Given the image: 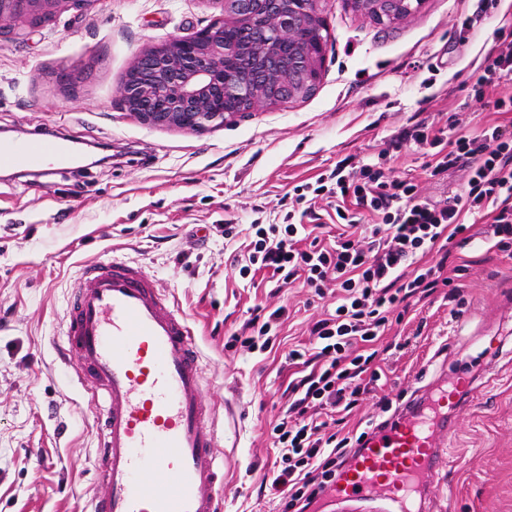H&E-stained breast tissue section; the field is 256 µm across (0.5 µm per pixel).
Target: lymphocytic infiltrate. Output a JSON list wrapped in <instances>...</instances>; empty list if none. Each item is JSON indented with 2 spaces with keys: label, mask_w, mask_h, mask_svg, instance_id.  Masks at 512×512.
<instances>
[{
  "label": "lymphocytic infiltrate",
  "mask_w": 512,
  "mask_h": 512,
  "mask_svg": "<svg viewBox=\"0 0 512 512\" xmlns=\"http://www.w3.org/2000/svg\"><path fill=\"white\" fill-rule=\"evenodd\" d=\"M506 84H512L511 18L472 73L475 98L494 112H512V94L497 92ZM407 142L432 148L433 174L465 171L462 193L434 201L411 181L390 178L389 151ZM323 194L342 201L336 216L343 231L329 244L304 222L311 214L307 198ZM470 216L486 220L490 250L512 258V121L472 133L458 131L452 120L442 127L416 122L392 136L376 161L344 159L315 183L295 186L283 223L254 225L240 275L265 270L282 288L299 280L318 299L336 290L334 310L310 328V346L286 356L301 374L289 383L285 414L271 430L278 450L271 488L284 512H309L373 428L368 420L347 433L338 430L361 398L379 389L387 359L408 347L404 341L382 344L392 321L404 320L414 297L441 291L448 301L460 298L453 276L461 268L449 258L455 239L471 232ZM284 314L253 308L229 346L256 349Z\"/></svg>",
  "instance_id": "1"
}]
</instances>
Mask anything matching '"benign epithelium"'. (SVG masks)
I'll list each match as a JSON object with an SVG mask.
<instances>
[{
    "instance_id": "benign-epithelium-1",
    "label": "benign epithelium",
    "mask_w": 512,
    "mask_h": 512,
    "mask_svg": "<svg viewBox=\"0 0 512 512\" xmlns=\"http://www.w3.org/2000/svg\"><path fill=\"white\" fill-rule=\"evenodd\" d=\"M0 0V38L20 37L15 21L42 25L60 2ZM355 10L378 23L410 15L421 0H351ZM223 13L188 36L140 52L119 88V103L142 122L205 130L224 124L264 102L309 96L322 77L326 30L317 0H223ZM244 28L259 49L253 66L235 65L242 47L224 38V27Z\"/></svg>"
}]
</instances>
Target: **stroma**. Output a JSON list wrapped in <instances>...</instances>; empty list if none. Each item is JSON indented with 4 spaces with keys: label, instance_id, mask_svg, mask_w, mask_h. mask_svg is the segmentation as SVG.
Returning a JSON list of instances; mask_svg holds the SVG:
<instances>
[{
    "label": "stroma",
    "instance_id": "35a3bbf8",
    "mask_svg": "<svg viewBox=\"0 0 512 512\" xmlns=\"http://www.w3.org/2000/svg\"><path fill=\"white\" fill-rule=\"evenodd\" d=\"M477 0H423L390 25L350 0H319L329 38L315 92L258 105L202 132L151 126L121 109L118 88L144 48L188 35L221 14L220 0H89L50 24L0 40V129L65 145L110 147L114 161L74 174L0 165V512H88L103 492L98 468L102 397L63 355L69 303L85 264L121 254L142 267L192 322L205 372L201 400L215 411L224 458V512H281L269 487L291 345L323 311L300 284L272 293L238 274L253 221L278 224L281 200L337 162L376 158L410 124L457 114L464 128L494 120L472 98L473 64L496 42L501 11L460 35ZM426 149L394 151L391 174L431 200L461 190L464 174L432 175ZM239 235L225 243L224 222ZM465 304L419 303L411 337L390 361L384 395L419 392L462 364L466 394L441 495L430 512H512V259L482 237L454 246ZM258 303L285 308L268 350L227 348Z\"/></svg>",
    "mask_w": 512,
    "mask_h": 512
}]
</instances>
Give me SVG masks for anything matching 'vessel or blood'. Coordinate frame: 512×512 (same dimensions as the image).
I'll return each mask as SVG.
<instances>
[{"label": "vessel or blood", "instance_id": "1", "mask_svg": "<svg viewBox=\"0 0 512 512\" xmlns=\"http://www.w3.org/2000/svg\"><path fill=\"white\" fill-rule=\"evenodd\" d=\"M67 151L47 137L0 145V162L39 168ZM66 350L76 352L104 404L99 467L103 495L91 512H223L224 462L204 370L187 316L141 267L113 257L85 265L74 289ZM475 382L460 370L429 409L406 404L340 467L328 490L348 503L384 495L387 512H424L436 493L442 440Z\"/></svg>", "mask_w": 512, "mask_h": 512}]
</instances>
